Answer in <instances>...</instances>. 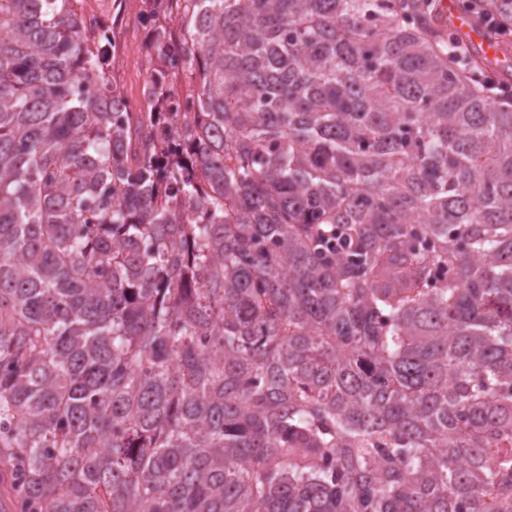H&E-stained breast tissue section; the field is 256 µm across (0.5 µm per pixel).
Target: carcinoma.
Returning <instances> with one entry per match:
<instances>
[{"label": "carcinoma", "mask_w": 512, "mask_h": 512, "mask_svg": "<svg viewBox=\"0 0 512 512\" xmlns=\"http://www.w3.org/2000/svg\"><path fill=\"white\" fill-rule=\"evenodd\" d=\"M79 2L0 0V499L512 512L507 83L436 0H139L135 112Z\"/></svg>", "instance_id": "obj_1"}]
</instances>
